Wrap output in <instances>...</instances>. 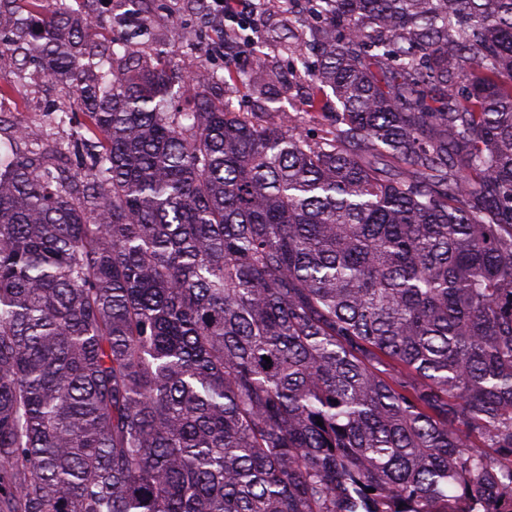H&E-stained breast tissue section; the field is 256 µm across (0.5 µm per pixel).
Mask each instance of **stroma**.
<instances>
[{"label": "stroma", "instance_id": "1", "mask_svg": "<svg viewBox=\"0 0 512 512\" xmlns=\"http://www.w3.org/2000/svg\"><path fill=\"white\" fill-rule=\"evenodd\" d=\"M66 4L72 13L94 15L99 34L135 54L149 57L155 49H166L188 75L198 69L202 57L209 68L225 74L247 71L258 64L273 72L276 79L266 94L242 91L234 100L236 111L270 112L279 107L292 117L306 109L310 81L290 76L293 58L286 34L298 30L299 25L288 13L285 0H261L251 41L233 60L220 52L223 24L210 15L205 0H142L140 8L151 18L149 27L142 31L123 25L128 15L125 0H66ZM0 100L7 104L0 114V140L12 137L19 125L35 123L45 140L61 141L75 134L83 121V105L77 95L64 93L37 64H20L8 53L0 56ZM62 110L70 113L72 122L60 127L53 116Z\"/></svg>", "mask_w": 512, "mask_h": 512}]
</instances>
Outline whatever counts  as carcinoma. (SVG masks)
I'll return each mask as SVG.
<instances>
[{
    "label": "carcinoma",
    "instance_id": "1",
    "mask_svg": "<svg viewBox=\"0 0 512 512\" xmlns=\"http://www.w3.org/2000/svg\"><path fill=\"white\" fill-rule=\"evenodd\" d=\"M13 2L86 121L0 151V512H512V0H287L316 137Z\"/></svg>",
    "mask_w": 512,
    "mask_h": 512
}]
</instances>
